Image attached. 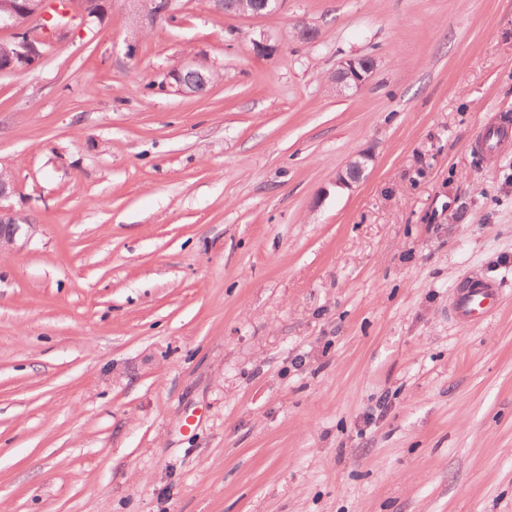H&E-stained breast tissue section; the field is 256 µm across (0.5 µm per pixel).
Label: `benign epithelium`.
Returning <instances> with one entry per match:
<instances>
[{
    "label": "benign epithelium",
    "instance_id": "7a95c632",
    "mask_svg": "<svg viewBox=\"0 0 512 512\" xmlns=\"http://www.w3.org/2000/svg\"><path fill=\"white\" fill-rule=\"evenodd\" d=\"M97 18V12L82 0H70V5L60 9L58 3L48 0H20L0 13V29L11 31L14 52L0 62V72H18L36 65L43 57V47L52 38L69 34L72 22L78 20L88 25ZM374 63L364 58L345 60L336 73V90L359 88L373 72ZM364 163L352 162L345 171L338 173L336 182L351 186L363 172ZM14 192L13 181L0 180V250L15 244L22 232V218L1 205Z\"/></svg>",
    "mask_w": 512,
    "mask_h": 512
}]
</instances>
